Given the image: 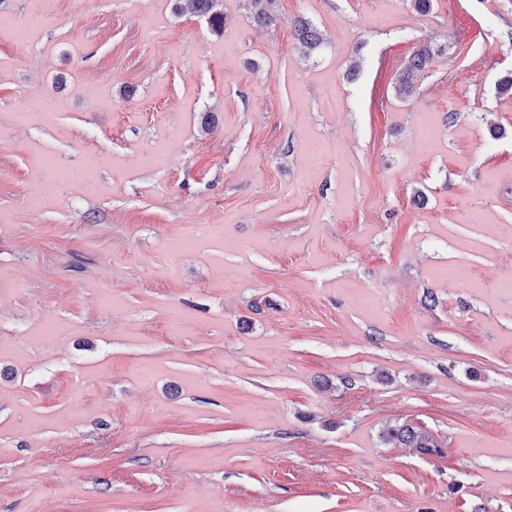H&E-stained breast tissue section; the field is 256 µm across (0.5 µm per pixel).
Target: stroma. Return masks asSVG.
Listing matches in <instances>:
<instances>
[{"instance_id": "obj_1", "label": "stroma", "mask_w": 512, "mask_h": 512, "mask_svg": "<svg viewBox=\"0 0 512 512\" xmlns=\"http://www.w3.org/2000/svg\"><path fill=\"white\" fill-rule=\"evenodd\" d=\"M498 3L0 0V512H512ZM218 0H177L175 8L180 13L188 12L206 17L214 28H220L224 23V15L216 10ZM295 39L305 55L322 48L323 42L317 28L305 19H298L294 24ZM446 49L444 46H439L436 49L425 46L409 56L395 79V88L400 99L407 101L419 95L421 77L430 69L435 58L444 54ZM381 437L385 441H397L407 448H415L423 454L435 456L443 454L441 442L427 431L411 424L391 426L382 432Z\"/></svg>"}]
</instances>
